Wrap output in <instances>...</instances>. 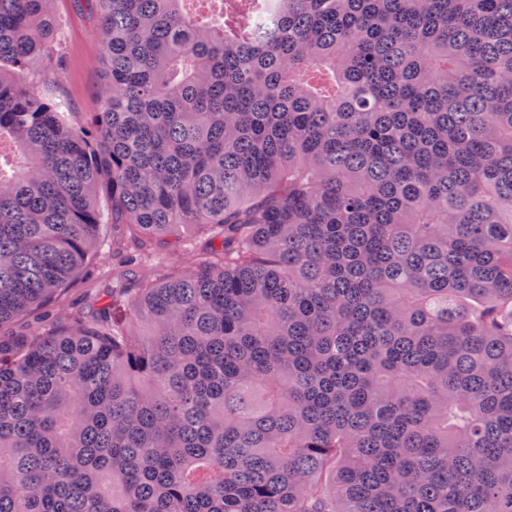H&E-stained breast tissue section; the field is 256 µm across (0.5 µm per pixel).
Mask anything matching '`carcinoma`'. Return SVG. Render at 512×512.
Masks as SVG:
<instances>
[{
	"mask_svg": "<svg viewBox=\"0 0 512 512\" xmlns=\"http://www.w3.org/2000/svg\"><path fill=\"white\" fill-rule=\"evenodd\" d=\"M86 2L80 114L0 0V512H512V0ZM125 258L127 257L119 258L112 255V248L98 255L93 260V265L89 272L85 273L82 270L75 276L66 292V303L74 309H88L92 301L93 286L96 279L112 272V266L114 267Z\"/></svg>",
	"mask_w": 512,
	"mask_h": 512,
	"instance_id": "cac0c4a2",
	"label": "carcinoma"
}]
</instances>
